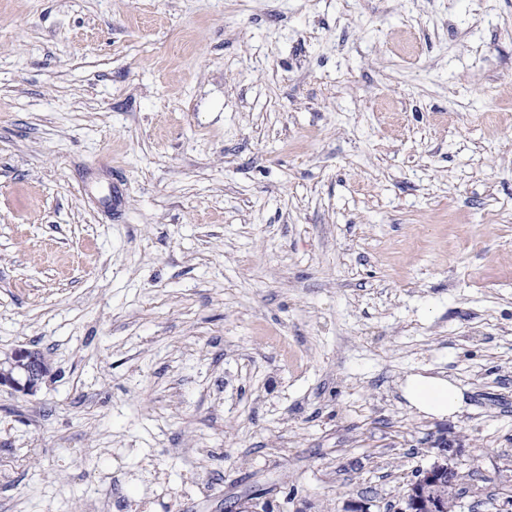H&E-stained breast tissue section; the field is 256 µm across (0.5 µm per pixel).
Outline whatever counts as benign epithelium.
<instances>
[{"label": "benign epithelium", "mask_w": 512, "mask_h": 512, "mask_svg": "<svg viewBox=\"0 0 512 512\" xmlns=\"http://www.w3.org/2000/svg\"><path fill=\"white\" fill-rule=\"evenodd\" d=\"M50 368L45 355L36 349L19 347L4 363L0 362V387H9L24 394H33L42 380L49 374ZM453 448L445 441L441 442L440 459L418 472L409 486L403 507L399 512H452L450 503L443 497H430V490L446 481L452 485L457 471L449 463Z\"/></svg>", "instance_id": "obj_1"}]
</instances>
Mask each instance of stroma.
<instances>
[{
	"label": "stroma",
	"instance_id": "1",
	"mask_svg": "<svg viewBox=\"0 0 512 512\" xmlns=\"http://www.w3.org/2000/svg\"><path fill=\"white\" fill-rule=\"evenodd\" d=\"M20 346L0 512H397L444 439L501 512L512 0H0ZM49 371L47 359L41 351L19 347L7 361L0 362V387L33 394ZM403 392L420 412L445 417L455 414L461 404V392L444 378L414 375L408 377Z\"/></svg>",
	"mask_w": 512,
	"mask_h": 512
}]
</instances>
